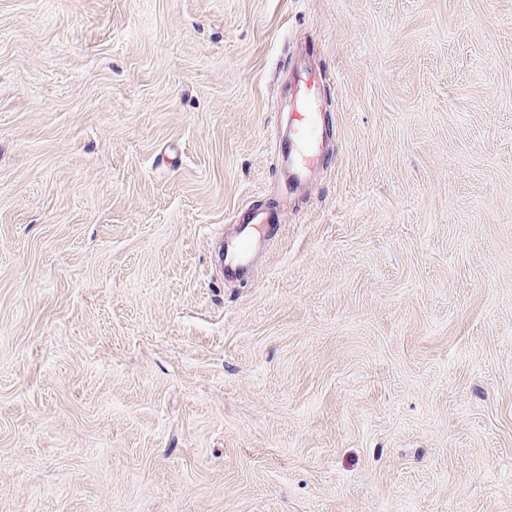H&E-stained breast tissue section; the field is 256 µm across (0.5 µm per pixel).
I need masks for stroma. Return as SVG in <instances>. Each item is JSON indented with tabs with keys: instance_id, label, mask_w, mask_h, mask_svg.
<instances>
[{
	"instance_id": "35a3bbf8",
	"label": "stroma",
	"mask_w": 512,
	"mask_h": 512,
	"mask_svg": "<svg viewBox=\"0 0 512 512\" xmlns=\"http://www.w3.org/2000/svg\"><path fill=\"white\" fill-rule=\"evenodd\" d=\"M0 512H512V0H0ZM317 112V101L305 95L301 109L295 116L288 136L280 140V153L295 179L301 180L315 167L316 159L326 135ZM246 219L237 220L234 234L224 231L218 239L226 243L224 267L228 273L242 271L255 245H262L271 228L274 227V217L264 210H251Z\"/></svg>"
}]
</instances>
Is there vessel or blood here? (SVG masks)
Instances as JSON below:
<instances>
[{"mask_svg": "<svg viewBox=\"0 0 512 512\" xmlns=\"http://www.w3.org/2000/svg\"><path fill=\"white\" fill-rule=\"evenodd\" d=\"M318 81L319 76L315 73L298 79L296 89L304 94L301 109L295 116L287 137L280 142V153L288 170L298 180L313 171L326 138L317 112V101L311 95ZM273 222L270 212L252 210L246 219L237 222L234 232L224 233V267L227 272L244 270L253 248L266 241Z\"/></svg>", "mask_w": 512, "mask_h": 512, "instance_id": "b4317fda", "label": "vessel or blood"}]
</instances>
